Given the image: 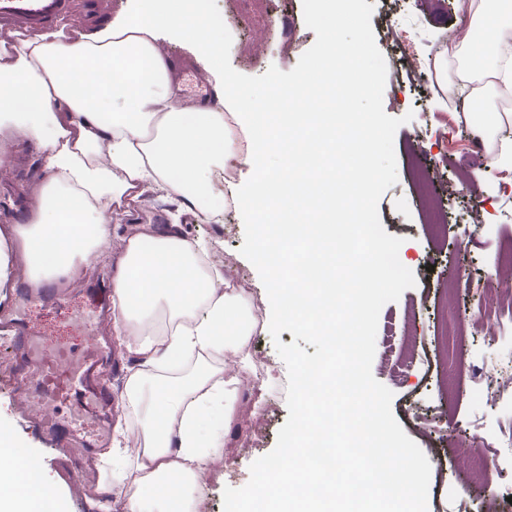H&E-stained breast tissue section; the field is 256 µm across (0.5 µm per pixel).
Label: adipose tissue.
<instances>
[{
  "mask_svg": "<svg viewBox=\"0 0 512 512\" xmlns=\"http://www.w3.org/2000/svg\"><path fill=\"white\" fill-rule=\"evenodd\" d=\"M185 0H140L138 9L90 35L70 39L60 33L0 38V123L12 138L36 143L47 181L33 184L31 219L0 226V303L6 301L15 268H24L35 286L78 278L92 267L112 237L115 205L147 191L182 198L199 221L221 204L208 174L226 157L240 154L256 171L254 183L237 193V210L253 226L258 258L281 250L288 238L308 235L335 242L346 223L313 220L315 211L365 192L361 181L338 182L317 164L316 143L302 131L318 128L328 137L336 121L292 98L288 109L267 120L258 113H235L229 128L223 111L186 107L178 98L172 64L156 41L163 31L179 33L206 56L222 97H235L224 74V39L209 20L184 23ZM494 46L482 51L468 43V59L457 69L449 94L479 81L512 88V0L497 8L478 6ZM470 108L494 161L512 158L495 132L512 127L511 112L484 108L472 95ZM277 125L293 146L287 161L266 174ZM206 243L182 225L157 231L130 225L119 253L108 255L115 329L129 353L154 375L135 373L125 385L126 405L138 417L137 446L126 451L114 438L109 456H132L128 475L129 512H168V500L190 505L203 475L215 471L224 446L223 428L202 434L211 409L224 421L236 411L239 379L227 371L251 369L246 351L257 322L243 289L226 282L207 262ZM339 285L324 276L315 295L289 288L273 277V310L292 305L318 322L336 309ZM180 481L165 484L169 474ZM0 512H63L38 464L20 454L10 427L0 422Z\"/></svg>",
  "mask_w": 512,
  "mask_h": 512,
  "instance_id": "obj_1",
  "label": "adipose tissue"
}]
</instances>
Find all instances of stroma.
Masks as SVG:
<instances>
[{
  "instance_id": "1",
  "label": "stroma",
  "mask_w": 512,
  "mask_h": 512,
  "mask_svg": "<svg viewBox=\"0 0 512 512\" xmlns=\"http://www.w3.org/2000/svg\"><path fill=\"white\" fill-rule=\"evenodd\" d=\"M216 2L233 37L230 63L241 74L259 76L273 65L289 71L316 40L304 22L302 0ZM373 3L371 26L387 65L384 110L406 119L394 139L398 179L382 194L378 214L386 233L402 238L416 284L381 310L372 373L393 392L396 420L431 464L428 512H512L504 489L512 480V457L487 449L501 475L476 484L470 453L457 445L462 435L477 440L512 431V396L504 394L501 381L512 367V341L499 338L478 313L482 306L512 301V273L498 271L496 264L500 250L512 243V166L492 163L484 147L476 146L468 105L450 97L443 81L464 60L461 43L471 30L470 0ZM135 6L136 0H110L101 17L91 0H74L68 13L40 30L90 34ZM0 148L12 156L10 171L0 174V224H20L29 207V186L46 173L37 146L6 141ZM474 199L482 203L479 221L468 224L462 215ZM132 224L159 230L183 225L206 242L215 265L245 282L252 309L265 311L270 281L256 258L252 226L239 211L229 207L201 223L180 199L150 191L113 210L110 249L119 250ZM110 285L101 260L80 281L60 286L62 302L36 298L21 311L12 295L0 304V421L10 425L19 452L38 462L64 512H79L84 497L99 494L110 497L115 512H127L126 463L98 453L95 485L77 488L62 478L58 459L31 432L15 394L4 323L20 316L46 335L48 346L79 344L73 314L84 308L89 291ZM293 340L288 331L276 341L262 329L250 336L248 352L266 361L275 381L266 383L250 371L239 385L219 468L194 493L198 512H223L224 488L245 486L251 463L274 449L288 418L287 368L275 345ZM461 360L473 369V381L455 378ZM119 361L105 379L112 391L113 422L129 423L133 417L123 405L124 385L140 364L124 350Z\"/></svg>"
}]
</instances>
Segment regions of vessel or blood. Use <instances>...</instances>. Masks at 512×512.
I'll return each instance as SVG.
<instances>
[{"label":"vessel or blood","instance_id":"1","mask_svg":"<svg viewBox=\"0 0 512 512\" xmlns=\"http://www.w3.org/2000/svg\"><path fill=\"white\" fill-rule=\"evenodd\" d=\"M69 0H0V17L40 25L65 10ZM98 318L91 310L78 316L80 347L46 349L40 331L20 324L12 339L18 355L17 374L30 412V427L40 437L62 439L60 462L67 477L92 480L87 452L109 436L101 412L106 390L96 381L105 350L91 328Z\"/></svg>","mask_w":512,"mask_h":512}]
</instances>
